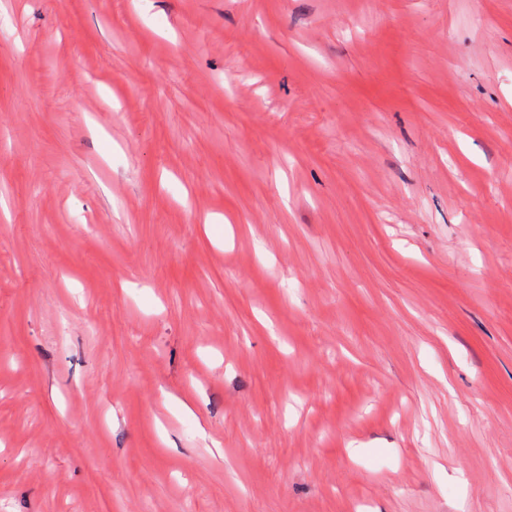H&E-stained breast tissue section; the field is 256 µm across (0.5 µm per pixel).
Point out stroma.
<instances>
[{
    "label": "stroma",
    "mask_w": 512,
    "mask_h": 512,
    "mask_svg": "<svg viewBox=\"0 0 512 512\" xmlns=\"http://www.w3.org/2000/svg\"><path fill=\"white\" fill-rule=\"evenodd\" d=\"M0 512H512V0H0Z\"/></svg>",
    "instance_id": "1"
}]
</instances>
